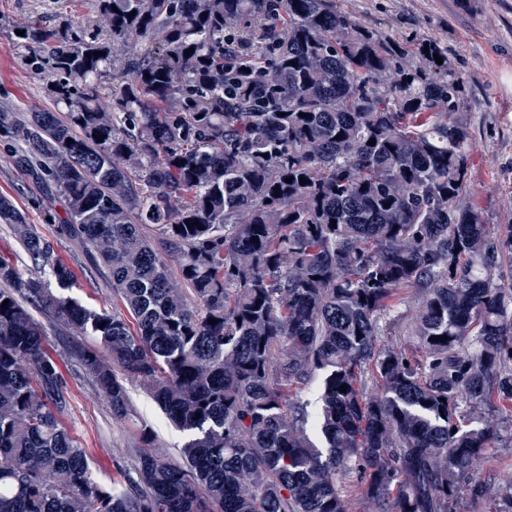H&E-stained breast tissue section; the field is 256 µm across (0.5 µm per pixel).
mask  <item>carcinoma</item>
Segmentation results:
<instances>
[{"instance_id": "obj_1", "label": "carcinoma", "mask_w": 512, "mask_h": 512, "mask_svg": "<svg viewBox=\"0 0 512 512\" xmlns=\"http://www.w3.org/2000/svg\"><path fill=\"white\" fill-rule=\"evenodd\" d=\"M71 2L13 27L53 108L0 112V140L115 305L65 295L73 270L0 195L33 268L0 255V512H347L340 478L364 512H512V474L471 473L512 431V228L459 204L442 44L336 0H98L93 28ZM37 313L95 340L114 416L145 386L181 460L145 426L132 470L94 476Z\"/></svg>"}]
</instances>
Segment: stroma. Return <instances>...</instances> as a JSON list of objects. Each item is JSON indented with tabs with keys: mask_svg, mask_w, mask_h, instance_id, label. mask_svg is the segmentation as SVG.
<instances>
[{
	"mask_svg": "<svg viewBox=\"0 0 512 512\" xmlns=\"http://www.w3.org/2000/svg\"><path fill=\"white\" fill-rule=\"evenodd\" d=\"M358 21L379 28L388 38L405 42L415 36L438 40L451 68L462 80V116L473 142L469 189L462 205L486 211L492 233L512 225V0H338ZM48 0H0V110L29 112L47 108L40 85L26 70L10 31L17 21L45 17ZM0 194L12 197L35 229L77 275L68 294L95 309L112 306V286L105 268L96 265L82 243L67 234L61 202H53L55 223H45L38 200L41 191L25 181L12 157L0 148ZM45 345L59 358L70 405L64 421L88 450L100 481L110 482L131 469L141 426L156 433L157 450L177 457L183 436L164 419L139 383L129 386L130 418L113 417L96 384L81 365L78 347L92 345L66 327L45 322Z\"/></svg>",
	"mask_w": 512,
	"mask_h": 512,
	"instance_id": "stroma-1",
	"label": "stroma"
}]
</instances>
